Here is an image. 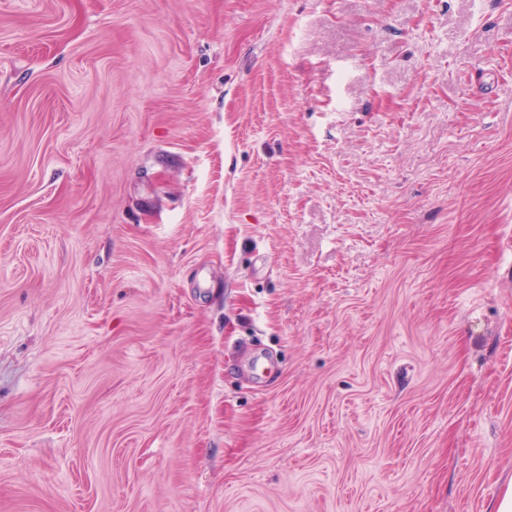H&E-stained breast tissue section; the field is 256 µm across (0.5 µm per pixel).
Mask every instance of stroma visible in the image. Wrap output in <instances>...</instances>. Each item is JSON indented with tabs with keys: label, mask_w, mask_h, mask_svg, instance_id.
<instances>
[{
	"label": "stroma",
	"mask_w": 512,
	"mask_h": 512,
	"mask_svg": "<svg viewBox=\"0 0 512 512\" xmlns=\"http://www.w3.org/2000/svg\"><path fill=\"white\" fill-rule=\"evenodd\" d=\"M512 0H0V512H494Z\"/></svg>",
	"instance_id": "obj_1"
}]
</instances>
